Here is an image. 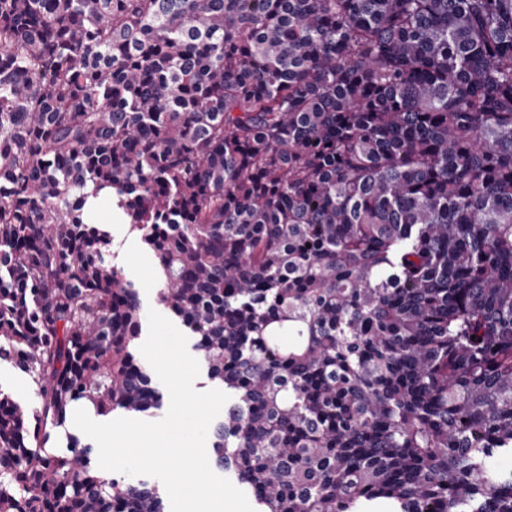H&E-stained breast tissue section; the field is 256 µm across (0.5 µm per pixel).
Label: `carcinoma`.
<instances>
[{"label": "carcinoma", "mask_w": 512, "mask_h": 512, "mask_svg": "<svg viewBox=\"0 0 512 512\" xmlns=\"http://www.w3.org/2000/svg\"><path fill=\"white\" fill-rule=\"evenodd\" d=\"M89 187L260 512H512V0H0V512H165L51 444L168 400ZM92 200V199H91ZM88 218L95 224H106L114 238L116 256L114 261L122 269L125 278L140 287V303L143 316V331L139 339L138 356L150 369L154 380L166 390L164 385L158 379L156 373L140 352V346L145 341L148 333V309L154 308L159 313L170 319L188 338V351L198 360L200 364V374L194 383L197 390H207L216 388L224 392V387L215 386L208 383L204 370L202 368L199 355L195 351L194 341L188 335L187 330L175 319L156 300L155 290L151 287L155 278V263L153 256L148 252L139 238L129 232V224L125 214L119 209L112 199L106 195H100L92 200V206L86 205ZM167 391V390H166ZM0 382L16 399L29 407L34 406L32 382L29 376L10 363H0Z\"/></svg>", "instance_id": "carcinoma-1"}]
</instances>
